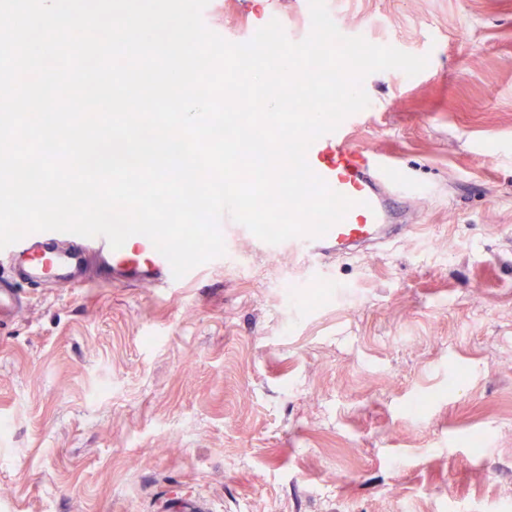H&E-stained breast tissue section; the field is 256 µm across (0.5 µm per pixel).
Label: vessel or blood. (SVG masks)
Instances as JSON below:
<instances>
[{
  "instance_id": "vessel-or-blood-1",
  "label": "vessel or blood",
  "mask_w": 512,
  "mask_h": 512,
  "mask_svg": "<svg viewBox=\"0 0 512 512\" xmlns=\"http://www.w3.org/2000/svg\"><path fill=\"white\" fill-rule=\"evenodd\" d=\"M364 119L361 112L349 115L335 132L316 139L307 151L314 173L332 190L354 200V207L343 221L325 236L298 237L271 245L226 216L220 223L226 246L244 241L260 252L302 258L309 263L311 279L317 281L324 278L325 265L331 258L351 255L413 232L404 200L418 186L391 155L354 144V132ZM93 264L106 271L112 282L165 288L181 285L168 260L145 236H132L115 250L102 236L33 232L0 250V317L21 304L17 282L80 288L87 284V270Z\"/></svg>"
}]
</instances>
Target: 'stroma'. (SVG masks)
Instances as JSON below:
<instances>
[{"label": "stroma", "mask_w": 512, "mask_h": 512, "mask_svg": "<svg viewBox=\"0 0 512 512\" xmlns=\"http://www.w3.org/2000/svg\"><path fill=\"white\" fill-rule=\"evenodd\" d=\"M305 2L202 17L305 37ZM338 2L342 31L429 59L368 75L354 133L429 186L419 230L331 288L246 242L180 288H25L0 512H512V0Z\"/></svg>", "instance_id": "stroma-1"}]
</instances>
